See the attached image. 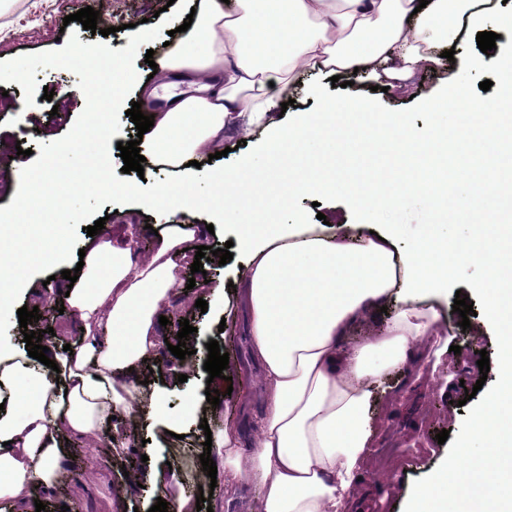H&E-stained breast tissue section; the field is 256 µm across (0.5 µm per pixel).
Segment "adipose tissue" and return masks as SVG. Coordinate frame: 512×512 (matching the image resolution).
<instances>
[{
  "label": "adipose tissue",
  "mask_w": 512,
  "mask_h": 512,
  "mask_svg": "<svg viewBox=\"0 0 512 512\" xmlns=\"http://www.w3.org/2000/svg\"><path fill=\"white\" fill-rule=\"evenodd\" d=\"M488 0H192L187 33L157 56L156 85L140 84L143 106L170 90L169 106L155 110L140 153L174 170L177 189L113 182L117 195L165 214L154 251L90 237L82 247L84 266L74 285L36 288L17 279L22 292L40 305L68 292L83 327L82 345L65 352L50 344L48 368L28 354L0 349V505L6 512H32L37 490L51 488L65 463V440L95 444L109 429L108 454L136 445L130 421L150 403L152 416L167 421L166 390L145 391L144 367H160L177 381L188 364L163 365L167 309L179 282L177 257L196 236L195 225L177 214L198 210L222 218L235 209L243 217L236 243L244 258V298L251 314L250 350L264 367L266 412L254 450L240 448L234 427L212 435L224 452V481L241 477L260 489L253 512H347L353 487L368 456L375 387L393 367L405 364L430 337L444 336L439 303L448 269L459 260L485 268L482 291L490 320L502 339L501 392L473 417L468 439L443 476L419 486L407 512H512V249L502 250L489 230L496 212H473L469 196L455 208L473 213V232L464 242L428 238L412 250L397 248L383 229L377 167L362 177L339 170L326 177L297 166L281 169L284 150L311 138L342 135L364 140L368 126L384 127L400 139L426 136L394 114L358 105L326 102L315 116L294 124L276 117L280 100L307 70L331 74L361 71L376 81L407 82L423 64L444 70L443 54L461 32L496 24L512 32V17L498 16ZM267 134L263 144L281 183L264 221L243 192L245 180L262 179L261 169L242 160L232 171H211V192H194L195 162L223 151L228 132ZM299 192L350 196L365 224H342L328 233L313 224H281L278 211ZM379 233H365V226ZM399 309L375 336L345 346L357 324L389 301ZM483 452H469V438Z\"/></svg>",
  "instance_id": "adipose-tissue-1"
}]
</instances>
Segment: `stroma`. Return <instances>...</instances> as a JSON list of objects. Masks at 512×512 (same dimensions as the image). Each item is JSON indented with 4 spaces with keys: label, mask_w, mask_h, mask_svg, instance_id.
I'll use <instances>...</instances> for the list:
<instances>
[{
    "label": "stroma",
    "mask_w": 512,
    "mask_h": 512,
    "mask_svg": "<svg viewBox=\"0 0 512 512\" xmlns=\"http://www.w3.org/2000/svg\"><path fill=\"white\" fill-rule=\"evenodd\" d=\"M105 0H15L10 11L0 16V61H9L24 55L61 49L69 39L62 32V25L70 30H82L80 22L70 16L84 7L100 8ZM111 4L109 18L114 34L105 36L91 31L83 32L86 43H105L110 48H125L132 34V25L148 20L150 26L159 23L155 13L168 0H106ZM461 65L445 70H423L411 93L391 88L379 93L378 98L387 108L402 110L412 106L414 100L433 95L442 85L460 74ZM74 72L64 68H48L36 75L39 86L54 89L61 101V115L46 118L42 113L19 107L15 112H0V174H11L10 158L18 141H27L31 150H38L41 143L54 142L65 136L85 108V99L74 80ZM371 80L354 75L352 86L341 88L332 85L328 75L307 73L289 86L288 96L294 106L283 115L285 122H292L301 112H321L323 102L329 98L355 93H369ZM45 126L43 138L31 134L34 123ZM103 212L110 216L112 225H136L135 247L143 254L155 244L151 225L162 218L150 209H139L132 204H104ZM325 215L331 224H359L363 217L348 198L317 193H300L293 196L287 211L278 215L284 224H313L318 215ZM244 267L240 259L227 264L204 263L201 272L191 270L190 261L179 263L182 281L173 298V306L191 303L188 314L195 331L186 338L188 349L193 350L195 368L186 382L170 388L167 406L172 417H180L182 397L186 392L200 396L201 417L209 421V429L219 430L224 425L236 427L240 445L255 441V428L263 413L264 403L260 390L262 369L249 356L250 320L246 311L240 310V294L233 291L240 282ZM195 279L193 289H186L188 279ZM484 279L480 265L461 261L448 273V293L441 302L447 319V330L460 353L444 352L434 356L426 348H418L417 359L391 371L385 393L379 394L371 415L375 430L374 448L367 459L363 479L353 495L356 512H403L405 503L420 482L439 472L445 461L454 456L459 440L477 408L500 386L496 365L501 343L498 329L488 323L484 297L478 288ZM468 296L475 311L471 317V330L460 327V317L452 305L456 295ZM208 303L207 311L196 308V300ZM238 307V314L224 316L223 301ZM482 326L481 336H474V326ZM216 340L221 352L229 356L230 380L210 379L203 364L208 358L209 340ZM488 355L491 369L481 374L477 362L481 355ZM220 392L219 406H211L203 396L206 388ZM474 391V398H466V391ZM141 432L144 446L128 451L113 459L92 458L82 441L67 442L68 461L52 491L40 493L44 512H62L63 507L75 504L80 512H108L106 496L114 482L123 476L125 467L143 472L149 467L170 468L172 474L186 475V489L197 493L198 485L192 477L201 471L200 456L204 449L205 429L198 424L186 423L181 428V438L166 434L162 425L154 423L148 413H141ZM448 431L445 443H438L440 431Z\"/></svg>",
    "instance_id": "35a3bbf8"
}]
</instances>
